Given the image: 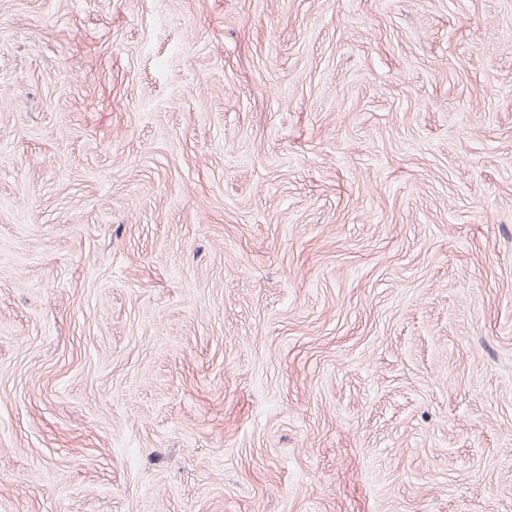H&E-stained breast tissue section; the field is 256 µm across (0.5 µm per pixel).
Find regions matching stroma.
<instances>
[{
	"instance_id": "35a3bbf8",
	"label": "stroma",
	"mask_w": 512,
	"mask_h": 512,
	"mask_svg": "<svg viewBox=\"0 0 512 512\" xmlns=\"http://www.w3.org/2000/svg\"><path fill=\"white\" fill-rule=\"evenodd\" d=\"M0 512H512V0H0Z\"/></svg>"
}]
</instances>
